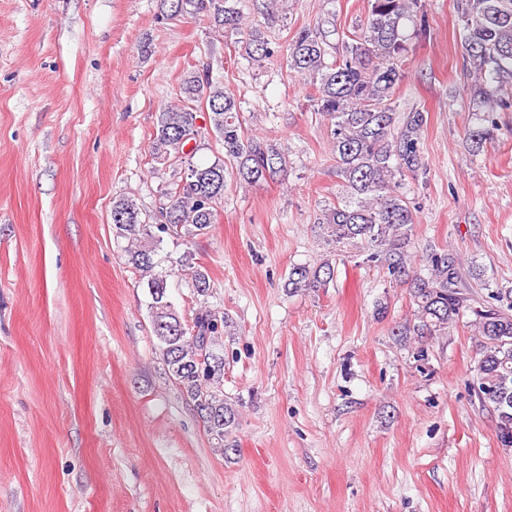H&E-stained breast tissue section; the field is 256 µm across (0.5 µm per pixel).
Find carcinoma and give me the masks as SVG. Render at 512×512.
Masks as SVG:
<instances>
[{"instance_id": "1", "label": "carcinoma", "mask_w": 512, "mask_h": 512, "mask_svg": "<svg viewBox=\"0 0 512 512\" xmlns=\"http://www.w3.org/2000/svg\"><path fill=\"white\" fill-rule=\"evenodd\" d=\"M240 2L160 0V8L165 16L204 17L219 30L244 36L245 53L256 62L273 57L261 31L247 28ZM263 2L266 27L283 21L286 0ZM458 11L465 62L474 77L473 95L484 107L477 124L466 131L472 148L479 151L496 129L494 113L507 106L496 93L512 85V0H458ZM407 21L416 34L425 31L422 0H368L363 26L342 58L327 61L325 35L318 27L298 31L286 46L289 72L315 87L316 111L327 121L330 151L348 190L343 204L322 210L317 227L327 243L337 247L360 243L367 248V261L380 262L394 279L411 282L417 323L403 326L398 335H442L465 312L474 314L483 344L472 388L482 406L495 414L502 446L511 448L512 304L503 305L501 293L495 290L474 292L467 280L473 271L465 270L452 254L433 255L429 273L422 277L414 274L405 252L415 218L398 188L406 173L424 169L422 135L428 121L425 110L402 115L392 107V97L404 79ZM182 93L183 104L167 106L157 115L151 143L154 160L174 167L195 151L190 142L198 135L196 112L202 105L222 142L224 157L188 164L181 179L164 187L168 203L153 216L131 199L114 200L112 230L128 241L126 261L141 272L151 296L152 329L168 378L194 407H203L198 416L226 454L224 438L236 426L237 411L224 398V358L213 351L223 335L224 320L204 310L193 324H185L168 300L166 276L155 271V256L163 233L194 238L208 232L218 220L227 179L258 185L284 171L285 158L273 145L245 136L235 98L208 75H187ZM334 276L335 269L326 262L294 266L287 286L295 291L325 288ZM191 279L198 294H208L206 271L193 268Z\"/></svg>"}]
</instances>
